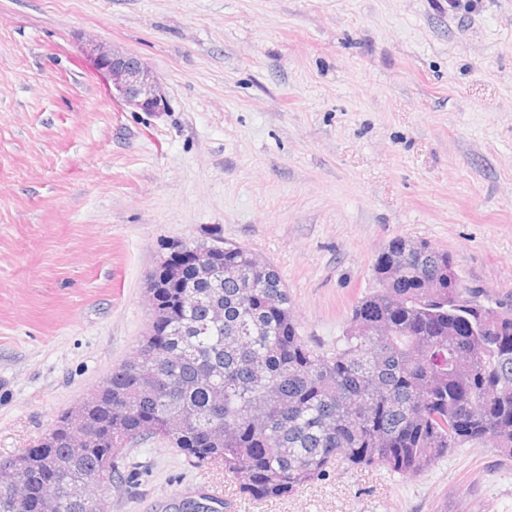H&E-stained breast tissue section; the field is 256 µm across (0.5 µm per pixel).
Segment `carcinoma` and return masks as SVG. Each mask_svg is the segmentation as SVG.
<instances>
[{"label":"carcinoma","instance_id":"obj_1","mask_svg":"<svg viewBox=\"0 0 512 512\" xmlns=\"http://www.w3.org/2000/svg\"><path fill=\"white\" fill-rule=\"evenodd\" d=\"M202 279L194 247L156 289L134 359L112 369L91 410L99 430L83 454L66 414L34 446L0 460L19 472L11 494L42 512L43 486L67 484L58 512H90L112 488L117 459L147 428L193 467L218 463L256 501L288 496L331 467L415 477L455 448L491 441L512 461V307L449 277L451 261L396 240L373 265L336 342L310 344L288 288L250 250L212 238ZM396 265L401 277H388Z\"/></svg>","mask_w":512,"mask_h":512}]
</instances>
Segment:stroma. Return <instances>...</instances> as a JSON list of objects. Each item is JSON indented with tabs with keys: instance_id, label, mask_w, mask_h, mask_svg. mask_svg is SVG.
<instances>
[{
	"instance_id": "obj_1",
	"label": "stroma",
	"mask_w": 512,
	"mask_h": 512,
	"mask_svg": "<svg viewBox=\"0 0 512 512\" xmlns=\"http://www.w3.org/2000/svg\"><path fill=\"white\" fill-rule=\"evenodd\" d=\"M88 36L165 110L113 99ZM214 233L277 269L320 345L399 237L512 305V0H0V458L136 355L148 274ZM215 488L224 512H512V462L488 442L255 501L148 435L107 495L170 512ZM83 50L103 73L114 98L142 112H161L166 97L151 69L138 57L95 37L86 39Z\"/></svg>"
}]
</instances>
